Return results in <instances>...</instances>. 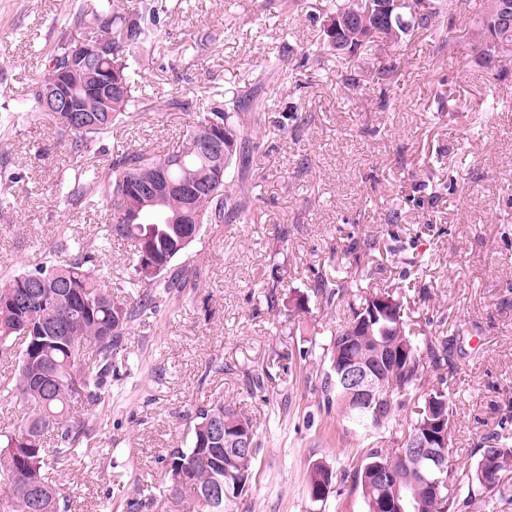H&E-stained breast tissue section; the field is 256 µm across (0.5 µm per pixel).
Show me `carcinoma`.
Returning a JSON list of instances; mask_svg holds the SVG:
<instances>
[{
  "label": "carcinoma",
  "instance_id": "1",
  "mask_svg": "<svg viewBox=\"0 0 512 512\" xmlns=\"http://www.w3.org/2000/svg\"><path fill=\"white\" fill-rule=\"evenodd\" d=\"M500 5L512 8V0H485L475 20L471 21L470 0H401L396 11L412 18L408 30L392 36L388 28L375 19H369V23L395 45L416 36L439 37L456 26L470 25L474 27L475 41L482 47L477 52L476 63L501 79L508 77L512 65V23L499 20L496 10ZM288 6L315 17L354 16L360 10L359 0H289ZM166 12L167 0H131L128 7L121 0H102L91 12H80L74 20L65 19L60 40L46 55L42 75L28 87L26 101L30 109L45 111L41 103L43 91L71 70L81 53L82 40L94 34L92 23L99 18L112 19V56L98 64L96 74L110 73L119 78L123 94L112 97V104L94 113L82 126L74 125L66 112H49L47 116L64 136L70 159L77 164L73 175L57 182V197L75 207H96L100 202L99 194L103 193L119 217L115 223L104 225L95 241L79 244V248L85 250L83 256L67 262L58 260V255L67 250L63 245L48 253L33 269L0 281V355L13 356L16 363L12 377L0 384V397L5 395L29 408L14 431L0 433V512H32L35 506L40 512H65L68 504L53 480V472L58 461L77 459L83 454L86 429L84 423L72 415L74 404L84 402L97 406L101 403L108 377L128 360L122 339L129 324L154 312L164 295L184 284L185 270L173 268V262L189 250V246L183 245V239L191 225L177 223L184 201L176 196L158 204H145L134 197L129 199L127 183L132 179H145L155 167L163 165L168 166V174L174 180L184 177L188 170L206 176L212 159L197 153L193 145L209 139L212 127L221 124L224 133L234 137L237 148L224 163L223 181L194 199L193 207L199 219L195 238H200L208 225L240 218L251 208L253 183L249 179L248 146L258 133V118L254 113L263 108L252 93L228 90L222 99H214L194 112L187 126V146L183 150L151 155L129 147L112 158L106 171L92 164H82L91 156L95 145L139 108L142 80L139 60L155 50L160 18ZM128 17L139 23L134 37L122 32ZM373 48L374 41H362L355 50L340 58L353 67ZM323 55H333L330 33L326 30L322 31L319 45L304 52L303 64L316 62ZM115 239L132 247L133 272L121 298L112 293V283L104 279L95 264V253L110 247ZM144 250L165 262L164 269L154 277L143 275L139 269ZM34 276L44 282V288L35 299L24 307L13 308L5 303V296L15 286ZM60 284L73 286L75 294L69 325L58 335L51 327L58 316L55 293ZM314 295L331 309L343 302L348 290L320 277ZM385 295L398 301L394 311L372 317L373 295L368 294L355 308L352 319L336 328L329 341L320 345V363L313 367L320 400L327 408L336 407L355 429L365 431L388 428L396 410L408 406L410 418L405 436L410 438L427 427L428 403L433 396L447 401L448 429L451 430L454 403L448 388H428L424 384L425 368L430 366L439 371L448 365V341L434 336L426 324L407 323L400 292L387 290ZM366 316L371 321L368 333L346 346L350 328ZM380 340L391 345L396 353L385 374L384 401L370 409L351 407L340 395L336 368L350 356H372ZM16 345L20 346L17 353L14 352ZM224 417L254 427L243 409L226 407L221 401L209 402L197 409L188 432V446L172 448L161 458L166 491L179 490L176 499L189 504L188 512H212L210 506L201 503L200 494L216 481L224 482L231 490L236 489L239 482L252 483L260 447L230 462L224 459L223 446L210 441L199 444L214 422ZM388 463L400 466L399 496L405 512H470L484 502L488 474H496L504 481L512 475V437L507 432H497L486 438L470 468L468 492L464 497L444 484L436 494L421 489L423 478L433 479L435 475L412 460L400 464L397 451L366 449L359 463L339 475L351 480L353 488L360 491L367 512H388L382 508V503L393 496V492L377 481V468ZM339 475L322 463L314 464L307 474L311 501L318 502V493L332 488Z\"/></svg>",
  "mask_w": 512,
  "mask_h": 512
}]
</instances>
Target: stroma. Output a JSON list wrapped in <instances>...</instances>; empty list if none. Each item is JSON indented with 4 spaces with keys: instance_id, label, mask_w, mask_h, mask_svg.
Listing matches in <instances>:
<instances>
[{
    "instance_id": "stroma-1",
    "label": "stroma",
    "mask_w": 512,
    "mask_h": 512,
    "mask_svg": "<svg viewBox=\"0 0 512 512\" xmlns=\"http://www.w3.org/2000/svg\"><path fill=\"white\" fill-rule=\"evenodd\" d=\"M97 0H0V155L16 178V204L0 209V279L33 268L63 237L94 239L110 207L74 208L54 195L69 163L54 123L22 100L67 14ZM142 84V109L104 139L96 165L126 147L183 145L191 115L228 89L261 78L268 59L298 69L262 117L250 156V216L208 227L179 260L186 288L150 318L130 324L131 366L94 413L78 408L87 435L82 458L62 460L54 478L68 512H185L165 495L160 460L188 443L197 408L212 399L248 409L261 451L238 512H366L351 483L311 501L307 472L349 468L364 448H398L408 413L389 429L347 434L344 418L319 403L310 373L337 317L311 294L318 277L351 281L352 238L376 241L371 292L403 289L411 321L447 340V366L424 375L446 382L456 405L453 487L485 437L512 419V76L489 78L474 39L416 38L372 50L360 83L347 89L341 59L301 67L321 18L287 0H170ZM392 78L372 69L392 57ZM401 214L390 224L391 210ZM278 281L268 305L262 286ZM269 371L263 391L247 373Z\"/></svg>"
}]
</instances>
